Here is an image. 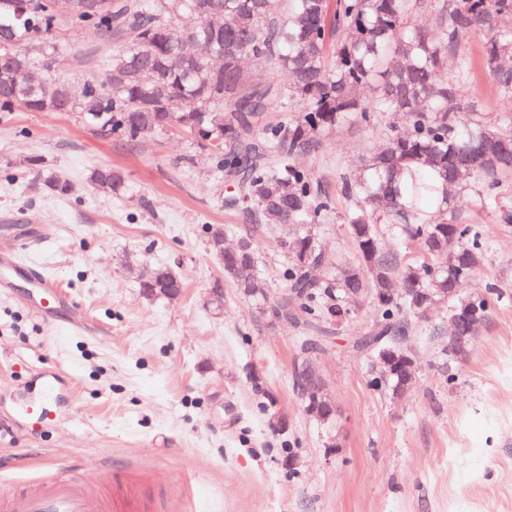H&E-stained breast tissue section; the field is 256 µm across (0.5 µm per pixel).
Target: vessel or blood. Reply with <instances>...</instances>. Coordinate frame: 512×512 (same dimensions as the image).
<instances>
[{"label": "vessel or blood", "mask_w": 512, "mask_h": 512, "mask_svg": "<svg viewBox=\"0 0 512 512\" xmlns=\"http://www.w3.org/2000/svg\"><path fill=\"white\" fill-rule=\"evenodd\" d=\"M27 239L25 230H18L8 246L0 249V288L8 287L12 277L21 272L17 249ZM34 281L41 290L37 312L51 317L63 301L57 285L41 275L35 276ZM44 378L46 395L28 401L16 411L18 417L41 427L51 423L46 406L49 394L55 393L57 387L54 373H45ZM143 507L141 499L134 498L127 501L124 507L111 510L108 501L87 482L69 478L51 463L47 464L42 476L29 481L21 489L0 492V512H142Z\"/></svg>", "instance_id": "b4317fda"}]
</instances>
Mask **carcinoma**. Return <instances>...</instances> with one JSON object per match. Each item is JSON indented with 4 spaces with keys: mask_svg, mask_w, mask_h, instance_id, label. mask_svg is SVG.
I'll return each instance as SVG.
<instances>
[{
    "mask_svg": "<svg viewBox=\"0 0 512 512\" xmlns=\"http://www.w3.org/2000/svg\"><path fill=\"white\" fill-rule=\"evenodd\" d=\"M55 0H0V112L79 109L98 134L136 143L172 125L208 148L235 194L227 205L251 224L284 227L288 259L279 271L285 290L271 309L300 325L306 341L324 342L331 302L358 308L378 288L400 285L375 305L370 329L391 348L431 306L418 299L443 288L446 323L439 332L468 336L453 315L479 303L489 313L494 292L467 293L486 253L482 234L463 222L468 185L452 180L458 167L481 183L477 197L496 222L512 224V207L497 189L512 176V113L493 121L466 95L468 68L447 74L448 56L468 35L485 32L481 65L500 96L512 102V0H431L436 26L411 22L423 0H109L110 10L82 20L123 41L102 76L79 95L47 89L33 72L32 45L48 57L59 19ZM269 72L252 81L244 61ZM372 87L368 103L361 91ZM292 98L273 124L270 108ZM402 113L405 125L381 131L364 163L342 179L352 201L346 213L356 259L322 251L315 234L332 212L320 180L295 163L320 137L348 124L376 127L379 114ZM107 195L125 191L110 167L90 175ZM413 244L407 261L383 245L382 227ZM224 256V274L247 297L262 301L263 279L253 239Z\"/></svg>",
    "mask_w": 512,
    "mask_h": 512,
    "instance_id": "carcinoma-1",
    "label": "carcinoma"
}]
</instances>
